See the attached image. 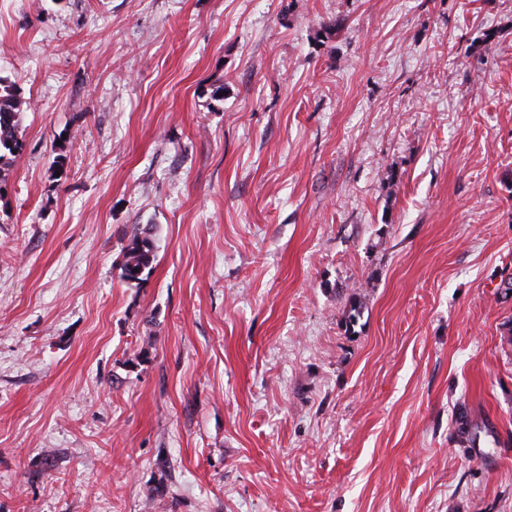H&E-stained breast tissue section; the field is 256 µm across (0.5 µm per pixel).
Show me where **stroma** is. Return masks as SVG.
Here are the masks:
<instances>
[{"mask_svg": "<svg viewBox=\"0 0 512 512\" xmlns=\"http://www.w3.org/2000/svg\"><path fill=\"white\" fill-rule=\"evenodd\" d=\"M0 75V512H512V0H0ZM19 89L8 78L0 76V183L1 173L23 149L20 134L21 113L26 104ZM17 150V153H13ZM153 242L150 229L135 234L129 244L124 248L123 263L121 265V279L127 284L139 285L147 269L153 261ZM138 269V272H135Z\"/></svg>", "mask_w": 512, "mask_h": 512, "instance_id": "stroma-1", "label": "stroma"}]
</instances>
